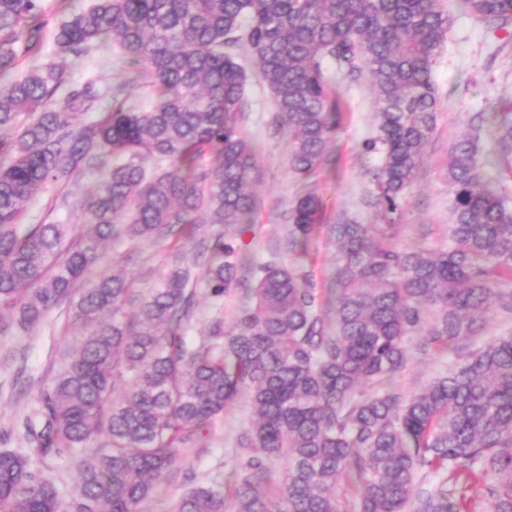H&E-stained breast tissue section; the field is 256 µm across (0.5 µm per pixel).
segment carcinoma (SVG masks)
Masks as SVG:
<instances>
[{
  "instance_id": "obj_1",
  "label": "carcinoma",
  "mask_w": 512,
  "mask_h": 512,
  "mask_svg": "<svg viewBox=\"0 0 512 512\" xmlns=\"http://www.w3.org/2000/svg\"><path fill=\"white\" fill-rule=\"evenodd\" d=\"M464 3L490 30L512 26V0ZM449 26L441 0H91L53 14L44 0H0V314L24 336L63 307L70 335L24 419L26 447L0 448V512H141L177 448L243 395L252 420L230 492L197 486L174 512H343L342 482L358 512L465 508L452 489L417 488L421 472L482 478L491 512H512V335L409 396L389 387L409 337L454 353L490 311L512 314L499 288L512 279V204L482 174L477 137L451 146L448 248L393 242L436 129L433 69ZM49 36L59 61L40 63ZM107 45L129 60L124 83L71 79L67 62ZM244 47L272 95L268 130L288 138L304 181L331 162L339 128L325 63L373 81L376 129L363 148L380 158L365 172L379 223L330 227L336 268L323 290L302 260L323 209L314 190L289 211V263L250 265L235 243L256 207L255 151L238 128ZM130 87L149 105L128 104ZM498 141L512 148L509 110ZM90 175L97 191L79 194ZM48 186L43 215L26 221ZM77 210L86 229L69 240L61 216ZM201 212L224 232L200 236ZM118 237H178L210 260L200 274L175 260L137 295L119 261L100 269ZM243 273L250 287L226 331L220 301ZM201 293L217 311L192 347L186 324ZM62 455L78 474L65 492L39 468ZM277 459L287 467L273 499Z\"/></svg>"
}]
</instances>
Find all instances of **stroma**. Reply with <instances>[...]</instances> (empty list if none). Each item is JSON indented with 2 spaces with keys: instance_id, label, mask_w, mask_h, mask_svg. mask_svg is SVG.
<instances>
[{
  "instance_id": "1",
  "label": "stroma",
  "mask_w": 512,
  "mask_h": 512,
  "mask_svg": "<svg viewBox=\"0 0 512 512\" xmlns=\"http://www.w3.org/2000/svg\"><path fill=\"white\" fill-rule=\"evenodd\" d=\"M452 17L448 42L434 67L433 79L439 99L437 126L427 147V159L407 199L395 242L399 246L419 241L433 249L448 246L452 190L446 178L449 148L469 131L474 113L499 111L512 105V30L491 31L476 23L463 0H446ZM239 61L248 73L246 95L251 103L240 123L253 143L257 160L256 208L247 232L237 240L249 262L267 261L278 248L290 206L300 189L288 165L285 140L271 137L267 124L272 115L271 95L259 80L248 49H240ZM74 80L102 72L113 83L124 81L125 60L112 49L70 62ZM343 114L341 127L331 145L334 164L316 178L315 189L324 203L322 221L307 243L308 270L317 286H324L334 268L336 245L329 235L330 224L340 212L363 223L374 222L372 211L361 203L368 191L366 168L377 164L376 156L363 153V140L374 133V91L368 77L339 87ZM479 163L486 176L512 200V155L502 152L495 120L480 129ZM180 243L112 240L108 256L121 262L135 290L151 287L165 263L178 253ZM64 315L53 311L37 330L16 335L0 326V448L20 445L22 421L30 411L31 399L50 378L58 351L68 338L62 330ZM410 359L395 380L396 389L411 395L452 363L448 352L422 348L420 337L407 341ZM250 407L240 397L225 408L203 435L194 437L179 450V460L170 470L162 489L143 506L144 512H173L177 501L190 488L229 481L241 450L239 435L248 427Z\"/></svg>"
}]
</instances>
